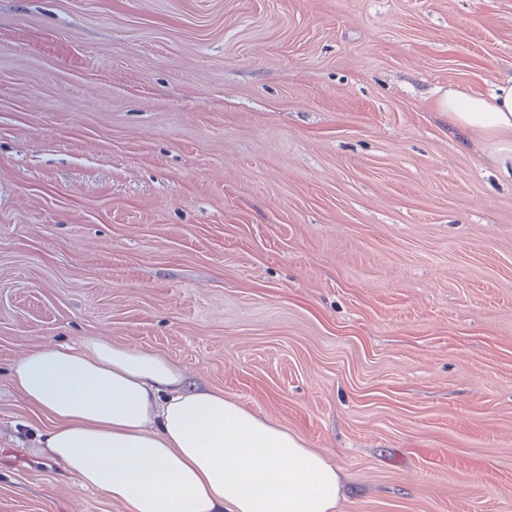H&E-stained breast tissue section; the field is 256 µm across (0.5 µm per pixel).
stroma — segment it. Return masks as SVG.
Returning a JSON list of instances; mask_svg holds the SVG:
<instances>
[{
    "label": "stroma",
    "mask_w": 512,
    "mask_h": 512,
    "mask_svg": "<svg viewBox=\"0 0 512 512\" xmlns=\"http://www.w3.org/2000/svg\"><path fill=\"white\" fill-rule=\"evenodd\" d=\"M505 76L512 0H0V512H129L10 382L84 336L301 436L336 512H512V183L436 110Z\"/></svg>",
    "instance_id": "stroma-1"
}]
</instances>
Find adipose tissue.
<instances>
[{
	"label": "adipose tissue",
	"instance_id": "adipose-tissue-1",
	"mask_svg": "<svg viewBox=\"0 0 512 512\" xmlns=\"http://www.w3.org/2000/svg\"><path fill=\"white\" fill-rule=\"evenodd\" d=\"M436 106L512 181V76ZM10 378L45 421L44 455L130 512H336L343 470L158 351L86 336L24 353Z\"/></svg>",
	"mask_w": 512,
	"mask_h": 512
}]
</instances>
